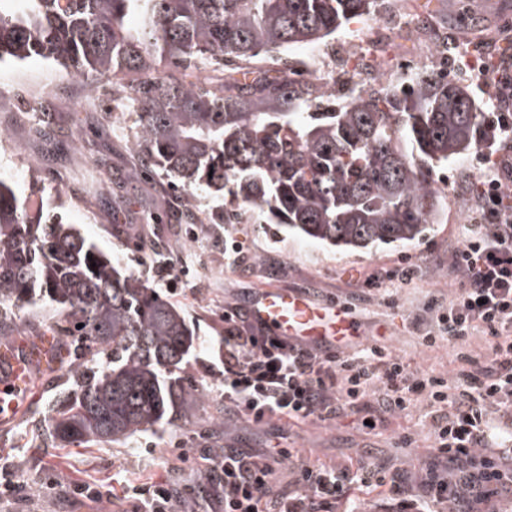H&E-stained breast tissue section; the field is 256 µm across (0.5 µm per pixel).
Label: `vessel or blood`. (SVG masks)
Returning <instances> with one entry per match:
<instances>
[{"instance_id": "b4317fda", "label": "vessel or blood", "mask_w": 512, "mask_h": 512, "mask_svg": "<svg viewBox=\"0 0 512 512\" xmlns=\"http://www.w3.org/2000/svg\"><path fill=\"white\" fill-rule=\"evenodd\" d=\"M248 315L271 334L306 347L332 349L353 339L350 313L345 306L315 304L298 290L264 288L249 305ZM52 343L51 337L43 336L0 347V424L12 419L29 375L46 368Z\"/></svg>"}]
</instances>
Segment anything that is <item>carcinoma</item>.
Here are the masks:
<instances>
[{
	"label": "carcinoma",
	"instance_id": "carcinoma-1",
	"mask_svg": "<svg viewBox=\"0 0 512 512\" xmlns=\"http://www.w3.org/2000/svg\"><path fill=\"white\" fill-rule=\"evenodd\" d=\"M384 0H0V63L37 57L95 81L168 62L214 82L141 81L138 165L207 188L308 240L342 249L404 244L435 222L438 169L484 141L448 67L341 105L252 63L318 43ZM232 57L247 69H227ZM0 179V309L38 303L84 358L59 393L51 435L120 441L194 416L181 371L198 336L183 313L62 213ZM95 267H90L91 263Z\"/></svg>",
	"mask_w": 512,
	"mask_h": 512
}]
</instances>
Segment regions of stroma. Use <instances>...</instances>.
Listing matches in <instances>:
<instances>
[{"mask_svg":"<svg viewBox=\"0 0 512 512\" xmlns=\"http://www.w3.org/2000/svg\"><path fill=\"white\" fill-rule=\"evenodd\" d=\"M421 3L429 23L455 46L448 59L450 78L468 88L478 111H489V94L464 56L512 58V0ZM56 121L59 131L54 142L34 132L20 135L24 152L39 157L53 154L49 167L19 169L0 155V178L23 190L36 184L45 201L63 205L85 236L152 287L160 285L157 274L163 264L189 267L188 283L171 300L198 329L200 343L182 376L185 386L204 401L190 420L156 426L125 440L63 444L50 437L49 419L55 414L57 395L68 385L69 371L32 375L26 406L9 427H0V481L19 488L17 494L0 500V512H141L130 489L150 483L166 484L182 512H219V504L209 494L206 470L210 455L228 441L239 448H261L276 437L282 447L313 462L347 464L371 456L411 473L433 460L427 438L408 448L398 445L405 433L421 430L422 411L392 414L378 399L370 408L377 420L373 430L355 416L298 425L275 420L263 428L241 420L225 424L224 366L215 348L224 334L225 303L248 304L261 288L275 286L300 290L319 305L348 303L361 336L380 338L410 368L452 375L459 366L452 348L444 342L422 345L425 329L415 326L414 319L428 299H447L454 290L448 278V245L472 221L467 211L471 195L460 180L478 177L476 152L449 160L443 171L448 185L435 189L442 208L423 237L406 246L351 251L289 234L252 211L242 212L233 224L208 223V216L223 208V198L205 189L174 188L160 172L129 181L137 136L133 113L105 120L100 113L86 111L73 122L60 112ZM97 177L106 180L112 191L126 184L128 195L124 202H110L100 223L90 224L84 218L90 206L82 191ZM163 202L170 212L182 215V222L146 223V212ZM235 241L242 250L234 260L225 249ZM404 260L416 264L418 273L398 288L396 305H386L368 293L367 276ZM80 485L91 488V495L77 493Z\"/></svg>","mask_w":512,"mask_h":512,"instance_id":"stroma-1","label":"stroma"}]
</instances>
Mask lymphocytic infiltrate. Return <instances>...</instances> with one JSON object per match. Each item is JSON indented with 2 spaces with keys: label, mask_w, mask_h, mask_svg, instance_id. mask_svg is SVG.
<instances>
[{
  "label": "lymphocytic infiltrate",
  "mask_w": 512,
  "mask_h": 512,
  "mask_svg": "<svg viewBox=\"0 0 512 512\" xmlns=\"http://www.w3.org/2000/svg\"><path fill=\"white\" fill-rule=\"evenodd\" d=\"M485 128L504 149L480 155L472 224L448 251L457 287L423 308L422 343L448 342L453 377L411 369L386 346L324 352L271 336L239 305L224 306V410L264 426L276 419L331 421L359 415L382 394L391 413L427 408L436 457L422 480L380 464L338 468L294 458L279 443L225 448L209 462L224 512H335L356 485L388 488L400 512H476L512 502V100H496ZM486 354H473V337Z\"/></svg>",
  "instance_id": "lymphocytic-infiltrate-1"
}]
</instances>
